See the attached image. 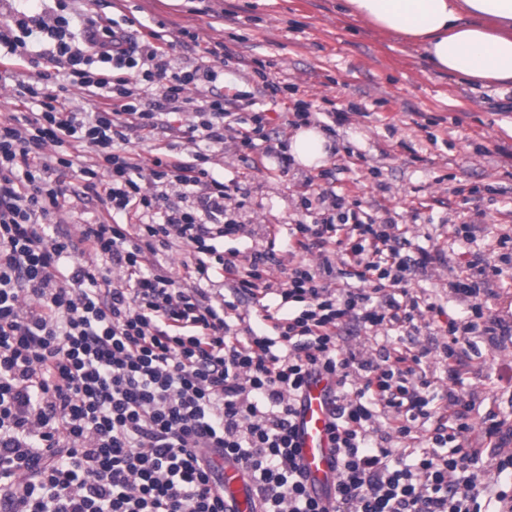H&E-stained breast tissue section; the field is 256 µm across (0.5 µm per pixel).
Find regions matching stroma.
I'll use <instances>...</instances> for the list:
<instances>
[{
	"mask_svg": "<svg viewBox=\"0 0 512 512\" xmlns=\"http://www.w3.org/2000/svg\"><path fill=\"white\" fill-rule=\"evenodd\" d=\"M65 7L72 24L84 15L114 20L132 35L146 29L171 41L172 64L219 66L208 50L221 42L235 60L224 68V82L253 94V108L267 112L271 126L289 140L293 127L280 114L296 100L313 111L348 108L337 126L336 146H349L350 160L326 159L337 185L359 200L363 210L391 214L408 228L413 246L441 247L444 259L419 275L415 288L447 297V312L460 316L450 300L449 283L461 254L483 252L512 230V91L471 89L461 77L435 71L421 50L347 17L340 0H43L47 11ZM196 42L185 45L184 32ZM262 62L268 79L288 84V94L269 99L258 91L253 72ZM221 66V65H220ZM215 176L238 184L235 215L247 224V237L225 239V248L263 249L268 230L287 238L297 212L298 194L309 167L293 164L288 176L253 165L232 144L212 146ZM486 210L469 242L453 240L448 226L462 205ZM475 370L465 389L476 396L474 417L495 411L512 416V341L477 340Z\"/></svg>",
	"mask_w": 512,
	"mask_h": 512,
	"instance_id": "stroma-1",
	"label": "stroma"
}]
</instances>
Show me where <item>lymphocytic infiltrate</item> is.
Segmentation results:
<instances>
[{
  "label": "lymphocytic infiltrate",
  "mask_w": 512,
  "mask_h": 512,
  "mask_svg": "<svg viewBox=\"0 0 512 512\" xmlns=\"http://www.w3.org/2000/svg\"><path fill=\"white\" fill-rule=\"evenodd\" d=\"M26 2L0 23V75L26 59L18 34L46 33L63 80L98 104L68 111L41 73L17 83L39 111L0 113V512H224L213 450L242 466L261 512H512V419H474L462 389L474 338L512 333L484 303L512 266V234L467 253L451 318L413 286L441 251L412 249L393 218L329 187L327 169L304 183L284 243L293 265L277 268L271 246L225 249L244 232L238 185L211 174L209 154L169 143L144 157L131 135L229 139L285 175L294 159L266 113L241 91L192 98L218 73L174 71L160 32L137 41L89 16L75 29ZM154 88L162 102L144 108ZM75 180L105 218L65 224ZM218 279L228 295L212 292ZM379 330L443 339L373 358L346 348L351 332ZM323 374L336 382L328 506L295 444L303 388Z\"/></svg>",
  "instance_id": "f902f5d3"
}]
</instances>
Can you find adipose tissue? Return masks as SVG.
Instances as JSON below:
<instances>
[{"label": "adipose tissue", "mask_w": 512, "mask_h": 512, "mask_svg": "<svg viewBox=\"0 0 512 512\" xmlns=\"http://www.w3.org/2000/svg\"><path fill=\"white\" fill-rule=\"evenodd\" d=\"M345 14L417 45L436 70L481 88L512 83V0H344ZM330 141L316 127L299 129L294 160L321 165Z\"/></svg>", "instance_id": "1"}]
</instances>
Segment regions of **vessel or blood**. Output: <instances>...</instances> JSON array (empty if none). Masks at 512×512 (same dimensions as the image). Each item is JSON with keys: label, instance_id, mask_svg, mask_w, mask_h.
<instances>
[{"label": "vessel or blood", "instance_id": "vessel-or-blood-1", "mask_svg": "<svg viewBox=\"0 0 512 512\" xmlns=\"http://www.w3.org/2000/svg\"><path fill=\"white\" fill-rule=\"evenodd\" d=\"M331 381L318 377L304 388V396L296 419L295 442L307 487L318 496L333 491L337 481L335 451L330 440ZM221 489L226 512H259L242 468L231 459L221 460Z\"/></svg>", "mask_w": 512, "mask_h": 512}]
</instances>
